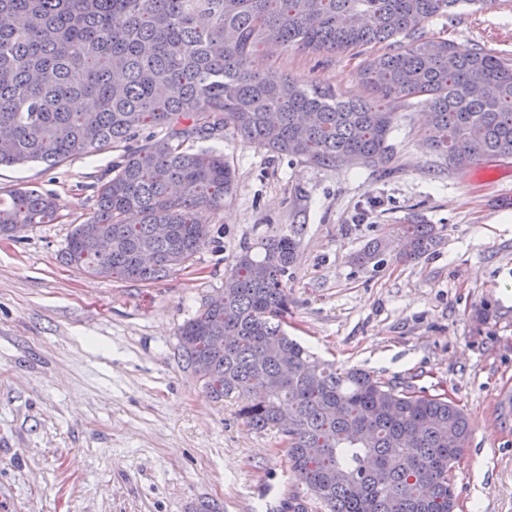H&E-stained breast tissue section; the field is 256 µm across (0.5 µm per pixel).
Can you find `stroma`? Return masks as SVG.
Returning <instances> with one entry per match:
<instances>
[{"label": "stroma", "instance_id": "obj_1", "mask_svg": "<svg viewBox=\"0 0 512 512\" xmlns=\"http://www.w3.org/2000/svg\"><path fill=\"white\" fill-rule=\"evenodd\" d=\"M422 31L512 61V0L457 7ZM257 65L341 97L366 93L360 56L281 50ZM426 111L400 107L390 175L274 156L225 131L214 146L234 189L222 211L199 213L218 241L155 283L61 259L117 151L1 166L0 189L51 192L60 218L0 238V512H189L201 500L279 512L291 494L315 508L282 433L213 401L178 355V327L223 289L241 246L296 227L289 335L339 367L445 395L471 430L451 473L455 512H512V158L448 167L423 144ZM413 218L441 228L435 251L353 264L368 240Z\"/></svg>", "mask_w": 512, "mask_h": 512}]
</instances>
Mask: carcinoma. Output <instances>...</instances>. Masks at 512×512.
<instances>
[{"instance_id":"1","label":"carcinoma","mask_w":512,"mask_h":512,"mask_svg":"<svg viewBox=\"0 0 512 512\" xmlns=\"http://www.w3.org/2000/svg\"><path fill=\"white\" fill-rule=\"evenodd\" d=\"M481 0H0V166L94 156L125 146L95 185L63 259L102 277L152 283L212 243L197 212L224 209L235 171L193 149L231 129L276 155L326 167L393 170L397 108L429 100L426 146L463 169L512 156V62L422 23ZM364 62L369 99L317 80L261 71L267 49ZM58 219L35 189L0 196V235ZM441 243L433 224H392L353 261L415 259ZM301 245L290 230L247 244L224 301L179 329L180 357L207 395L241 400L239 417L278 428L290 468L327 512H453L449 473L469 424L447 398L339 370L285 330Z\"/></svg>"}]
</instances>
